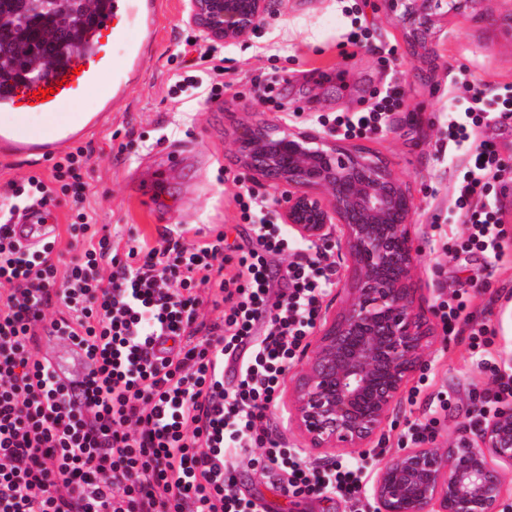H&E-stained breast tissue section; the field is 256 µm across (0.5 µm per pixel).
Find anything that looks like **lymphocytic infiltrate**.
<instances>
[{
  "label": "lymphocytic infiltrate",
  "mask_w": 512,
  "mask_h": 512,
  "mask_svg": "<svg viewBox=\"0 0 512 512\" xmlns=\"http://www.w3.org/2000/svg\"><path fill=\"white\" fill-rule=\"evenodd\" d=\"M466 91L447 127L464 162L454 205L467 248L492 258L501 218L487 186L502 167L477 133L491 97L479 83ZM90 160L73 148L48 177L10 182L0 206V512H265L238 491L240 448L260 449L292 495L360 502L362 467L311 465L274 437L268 415L333 266L264 221L233 243L225 230L177 224L152 247L136 236L115 244L83 206ZM63 197L79 246L67 262L55 244L34 253L9 241L16 210ZM48 328L87 345L95 368L81 392L56 386L36 358ZM161 335L177 338L173 356H154Z\"/></svg>",
  "instance_id": "lymphocytic-infiltrate-1"
}]
</instances>
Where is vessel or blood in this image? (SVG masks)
I'll use <instances>...</instances> for the list:
<instances>
[{
    "instance_id": "vessel-or-blood-1",
    "label": "vessel or blood",
    "mask_w": 512,
    "mask_h": 512,
    "mask_svg": "<svg viewBox=\"0 0 512 512\" xmlns=\"http://www.w3.org/2000/svg\"><path fill=\"white\" fill-rule=\"evenodd\" d=\"M160 9V0H110L97 29L78 54L66 59L43 80L0 89V111L24 114L65 111L78 103L90 87L101 83L107 86L100 110L85 114L82 124L43 137H28L0 128V145L19 156L59 157L91 131L106 126L125 94L124 83H112V71L120 67L131 77L141 68L154 39ZM121 22L129 24L132 36L126 56L118 60L112 56L110 41L118 35L117 25ZM41 88L51 90L50 99L37 100L35 92ZM187 161V154L176 150L158 154L142 191L145 205H158L170 175ZM46 214V208L38 205L17 210L9 224L11 240L26 250L40 249L53 242L58 226L47 221ZM38 347L58 386L67 388L72 382L88 380L91 360L84 346L44 332L38 338Z\"/></svg>"
}]
</instances>
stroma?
Masks as SVG:
<instances>
[{"label":"stroma","mask_w":512,"mask_h":512,"mask_svg":"<svg viewBox=\"0 0 512 512\" xmlns=\"http://www.w3.org/2000/svg\"><path fill=\"white\" fill-rule=\"evenodd\" d=\"M185 6L186 0H164L159 36L146 63L128 82L111 124L85 142L92 153L87 213L111 239L137 233L151 243L160 224L207 229L240 223L234 196L250 190L279 224L276 199L286 188L253 177L243 166L238 135L244 127L310 130L364 148L404 182L413 199L417 301L434 343L367 455L310 447L289 419L294 373H287L271 418L285 445L300 450L306 461L351 463L367 473L378 459L412 447L416 423L430 422L429 437L447 446L459 427L470 424L497 373L512 369V334L504 328L512 305V117L488 106L479 129L481 139L495 144L506 171L488 185L502 211L496 260L462 247L467 230L458 219L453 187L463 165L445 138L448 114L462 97L460 77L481 83L492 95L512 85V6L482 0L477 9L437 21L426 43L415 46L388 0H274L246 39L220 44L225 86L217 95L198 91L174 98L169 87L183 70L185 40L197 34ZM273 77L280 93L275 105L261 88ZM395 86L400 103L382 131L349 138L335 129L336 116L371 111ZM169 147L188 149L193 160L175 174L164 203L146 209L132 175L144 159ZM319 250L336 270L321 302L322 313L332 318L343 307L352 262L333 244H320ZM458 290L465 292L467 307L448 336L439 310ZM474 329L484 340L476 349L469 340ZM236 465L239 489L280 512H350L348 503L331 494L284 495L280 472L266 468L251 449L239 452Z\"/></svg>","instance_id":"35a3bbf8"}]
</instances>
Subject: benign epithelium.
<instances>
[{
	"label": "benign epithelium",
	"mask_w": 512,
	"mask_h": 512,
	"mask_svg": "<svg viewBox=\"0 0 512 512\" xmlns=\"http://www.w3.org/2000/svg\"><path fill=\"white\" fill-rule=\"evenodd\" d=\"M270 0H187L186 22L206 40L238 42L262 22ZM413 42L435 17L480 0H391ZM244 166L288 185L277 200L284 223L303 240H328L334 225L340 251L352 261L349 298L310 345L298 378L294 417L311 447L361 452L380 432L408 380L433 343L428 319L416 307L411 232L413 205L402 181L357 148L313 131L268 126L244 129ZM512 469V406L467 425L441 449L406 448L375 467L365 496L372 512H499Z\"/></svg>",
	"instance_id": "obj_1"
}]
</instances>
